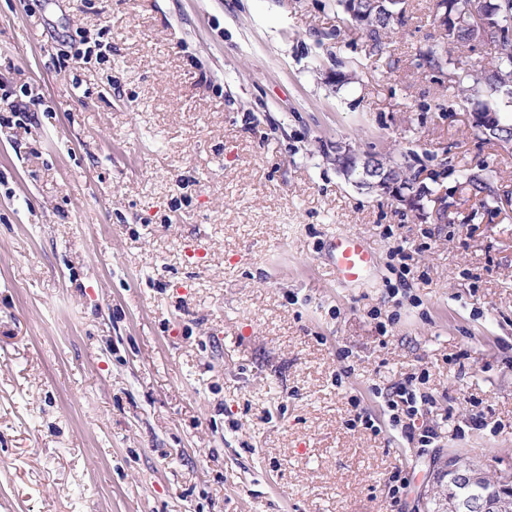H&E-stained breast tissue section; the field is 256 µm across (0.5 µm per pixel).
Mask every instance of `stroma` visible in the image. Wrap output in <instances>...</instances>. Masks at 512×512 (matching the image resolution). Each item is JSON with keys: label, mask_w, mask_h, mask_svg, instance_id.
<instances>
[{"label": "stroma", "mask_w": 512, "mask_h": 512, "mask_svg": "<svg viewBox=\"0 0 512 512\" xmlns=\"http://www.w3.org/2000/svg\"><path fill=\"white\" fill-rule=\"evenodd\" d=\"M431 3L375 52L335 0H0L30 116L0 122V512H422L449 451L512 468V150L424 63ZM336 141L498 209L454 175L419 210L360 191ZM420 375L428 423L485 427L388 430ZM330 257L336 282L361 284L372 273L375 258L364 239L349 235H337L330 244ZM407 380L398 386L388 389L386 393L387 407L392 413L391 426L394 430L400 431L409 441H414L418 436V442L422 446L430 445L439 434L431 425H425L424 421L418 426L419 417L423 416L424 410L430 407L435 399L432 395L423 392L418 395L413 380ZM425 408V409H424Z\"/></svg>", "instance_id": "35a3bbf8"}]
</instances>
